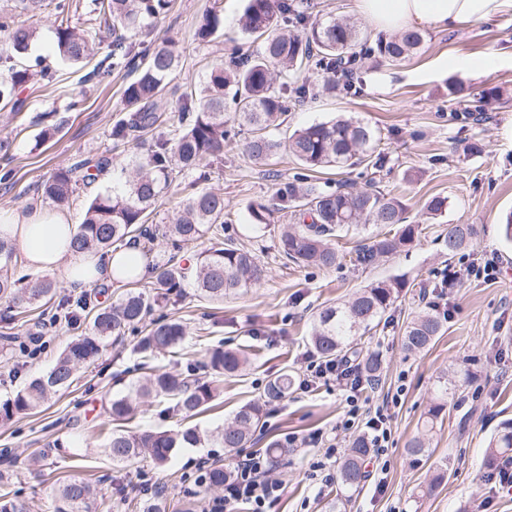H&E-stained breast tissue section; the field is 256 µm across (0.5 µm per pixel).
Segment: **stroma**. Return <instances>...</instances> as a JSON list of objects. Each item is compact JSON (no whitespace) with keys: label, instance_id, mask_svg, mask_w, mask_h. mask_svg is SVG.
Wrapping results in <instances>:
<instances>
[{"label":"stroma","instance_id":"stroma-1","mask_svg":"<svg viewBox=\"0 0 512 512\" xmlns=\"http://www.w3.org/2000/svg\"><path fill=\"white\" fill-rule=\"evenodd\" d=\"M54 3L43 0L30 14L20 11L17 0H0V15L9 13L15 21L31 20L36 26L27 53L0 49V75L38 61L55 75L53 82L34 80L20 87L19 111L0 112V209L23 212L41 206L37 187L58 166L88 156L109 158L106 176L80 186L68 207L79 224L88 198L121 186L129 158L147 155L157 136L177 127L181 95L199 88L216 63L247 52L253 41L242 35L239 24L247 0H224V28L209 42L198 40L195 30L210 0H172L169 12L150 26L144 39L152 44L175 41L181 55L157 103L160 120L139 140L120 141L112 129L125 115L123 90L134 74L122 67L95 76L112 50V36L105 30L90 59L75 65L63 62L56 27L65 20L84 30L92 20L83 7L60 19ZM489 52L499 58L496 71L473 75L463 70L464 62ZM452 80L463 85L467 99L491 97L482 121H473L449 102ZM339 115L375 130L382 169L373 171L370 160L361 159L344 169L311 174V182L322 188L346 180L362 188L372 175H379L381 189L407 204L408 221L418 227L416 245L367 268L347 259L331 269L284 262L275 243L285 217L256 226L247 206L253 201L276 203L277 189L292 181L298 165L282 150L267 166H255L244 150L248 133L239 131L223 156L208 161L203 186L223 194L224 235L252 249L267 269L265 279L221 302L198 297L192 282H185L180 296L159 309L187 325L188 336L177 352L144 357L138 349L140 333L126 331L108 341L99 359L80 368L73 384L53 394L40 411L0 425V449H8L16 460L15 488L35 512H51L58 483L71 478L88 479L97 488L92 512H137L131 487L145 478L165 486L173 512L188 501L205 512L214 494L195 486V463L205 457L233 466L234 457L223 448H181L163 468L149 463L123 467L103 453L99 428L108 421L111 400L130 394L149 368L208 378L204 363L216 346L244 352L252 365L224 380L219 395L193 418V425L204 431L223 425L240 406L257 399L271 377L290 371L297 385L286 400L267 408L255 442L259 449L273 440L291 444L285 460L272 467V478L282 481L285 491L268 512H327L337 486L310 480L309 467L318 450L308 438L320 430L337 435L344 447L352 435L363 432L364 424L359 421L352 430L336 432L345 412L342 393L332 383L301 387L312 353L311 329L325 305L346 301L370 282L396 275L405 277L407 288L358 349L379 352L385 366L379 384L363 393L369 405L393 394L399 401L390 409L389 444L384 454L369 458L367 475L347 512H512V491L488 482L484 466L490 437L502 422L512 421V241L502 232L512 214V15L448 32L425 30L416 51L396 64L361 56L351 87L337 86L334 93L319 94L289 111L287 124L274 136L282 140L295 128ZM434 195L448 199L447 210L437 216L424 208ZM452 224H472L478 230L472 244L453 256L445 243ZM492 253L499 259L495 280L464 278L456 287H443L447 269L483 263ZM429 303L440 313L443 334L428 350L406 353L403 326ZM27 331L43 336L44 348L34 358H18L0 348V401L47 371L71 339L63 327L48 328L34 320ZM453 370L467 371V381L441 415L431 437V457L410 467L408 443L420 430L438 376ZM55 439L61 448L39 465H30V456ZM443 465L448 468L444 481L430 487L432 474ZM380 479L385 485L379 491L375 484Z\"/></svg>","mask_w":512,"mask_h":512}]
</instances>
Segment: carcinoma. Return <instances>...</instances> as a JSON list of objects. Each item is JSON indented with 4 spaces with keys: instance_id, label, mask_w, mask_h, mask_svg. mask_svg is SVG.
Wrapping results in <instances>:
<instances>
[{
    "instance_id": "cac0c4a2",
    "label": "carcinoma",
    "mask_w": 512,
    "mask_h": 512,
    "mask_svg": "<svg viewBox=\"0 0 512 512\" xmlns=\"http://www.w3.org/2000/svg\"><path fill=\"white\" fill-rule=\"evenodd\" d=\"M108 2V12L99 17L98 27L112 32L109 58L116 65L133 63L138 72L124 89L126 113L113 127L112 136L116 140H133L158 123L157 98L178 68L180 55L175 45L168 43L148 44L134 54L128 39L131 33L141 31L165 15L171 0ZM222 23V0H213L197 28L198 38L213 37ZM241 31L246 36L262 39V44L243 58L232 56L227 63H218L211 69L200 97L182 100L180 127L169 137L155 139L145 159L132 161L121 190L107 189L88 201L81 231L72 240V247L100 251L129 237L153 241L148 216L164 190L178 180L186 184L189 192L172 222L164 225L162 234L178 252L207 238L208 246L196 254L194 280L201 296L222 302L224 297L245 291L267 276L266 268L251 250L231 238H224V196L198 187L196 173L207 160L224 152L230 121L249 128L247 153L261 165L282 147L302 169L312 172L324 167H341L357 156H372L375 131L352 118L338 117L297 129L284 144L268 136L269 130L285 122L288 100L303 103L311 95L307 83L293 86L289 98L277 94L274 83L283 72L296 73L314 65L328 75L327 90L336 89L340 82L347 87L352 85L356 74L354 46L359 35L355 22L313 19L299 0H248L241 18ZM0 32L6 48L23 53L34 39L36 28L3 19ZM93 40L90 31L78 34L68 26L57 27L58 53L67 63L77 64L86 59L92 51ZM422 41V35L417 32L400 34L379 42L374 54L385 62L397 63L410 56ZM33 77L30 70L20 69L1 78L0 104L5 108L12 104L16 88ZM228 98L235 105L232 116L224 111ZM109 165L108 159L99 158L82 159L75 166H61L41 183V197L64 207L76 193V172H83L82 180L91 183L98 180ZM277 198L278 210L290 213L292 220L280 235L278 252L297 266L328 269L340 264L341 256L332 239L362 224H372L378 232L355 251L351 261L356 265L372 266L387 260L401 249L412 247L416 241L415 225L405 223V204L378 190L345 184L335 191H323L308 184V176L302 175L279 189ZM247 211L257 226L274 222L275 210L263 202L249 203ZM476 234L472 224L448 225V254L465 248ZM0 260L13 264L11 272L0 273V300L10 303L12 308L9 323L22 328L26 325L27 309L50 303L53 309L50 319L63 323L69 331L78 332L45 375L30 379L12 399L0 404L1 424L19 414L41 409L51 393L72 384L79 367L98 360L111 336H118L129 327L143 328L144 336L138 349L146 355L174 350L187 335L186 325L180 319L152 318L156 306L168 302L173 294H181L188 274L187 268L175 265L171 258L157 267L155 294L128 291L117 305L97 311L89 328L84 326L80 315L86 303L73 308L69 299L57 294L54 283L48 279H37L26 286L30 275L21 271L22 261L16 249L2 241ZM405 287L407 280L402 276L373 281L349 300L322 309L310 336L316 353L327 360L338 357L358 360L370 381L380 380L381 357L374 353L359 359L356 341L379 326ZM441 331L442 320L438 314L421 312L403 329L404 348L419 352ZM247 365L248 359L241 352L218 347L208 353L209 379L153 371L135 386V395L112 400L109 415L119 427L107 433L103 452L116 465L148 460L156 467H164L176 449L203 447L210 439L229 453L247 447L264 417V407L286 398L295 385L292 374L282 372L270 379L259 400L242 405L231 421L216 427L210 434L197 427L179 430L121 428L136 417L141 401L151 398L171 401L183 418H192L214 400L224 378L238 375ZM458 383V379H450L446 373L438 377L423 431L408 443L407 453L413 462L418 463L432 454L428 435L448 406V398L455 394ZM370 452L365 437L351 442L339 468V480L347 494L336 498L329 505V512H346L350 492L357 490L365 478L364 464ZM509 459L512 460V422L502 424L486 450L487 466L491 468ZM228 473L224 465H213L204 471L200 484L222 489ZM92 501L93 490L89 483H63L58 487L53 512H91ZM32 509L33 505L21 499L18 491L10 489L8 482L0 481V512H32ZM168 509L169 504L159 492L139 503V512H168Z\"/></svg>"
}]
</instances>
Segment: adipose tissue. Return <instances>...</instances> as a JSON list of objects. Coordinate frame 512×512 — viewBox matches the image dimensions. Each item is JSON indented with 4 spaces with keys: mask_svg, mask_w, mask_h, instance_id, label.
<instances>
[{
    "mask_svg": "<svg viewBox=\"0 0 512 512\" xmlns=\"http://www.w3.org/2000/svg\"><path fill=\"white\" fill-rule=\"evenodd\" d=\"M353 11L373 29L387 34L406 30H454L512 14V0H352ZM78 231L62 213L37 207L25 213L0 210V239L20 249L27 266L60 273L67 287L93 284L120 287L149 277L151 269L137 244L105 254L78 252L71 241ZM134 260L133 277L122 276L125 260Z\"/></svg>",
    "mask_w": 512,
    "mask_h": 512,
    "instance_id": "adipose-tissue-1",
    "label": "adipose tissue"
}]
</instances>
